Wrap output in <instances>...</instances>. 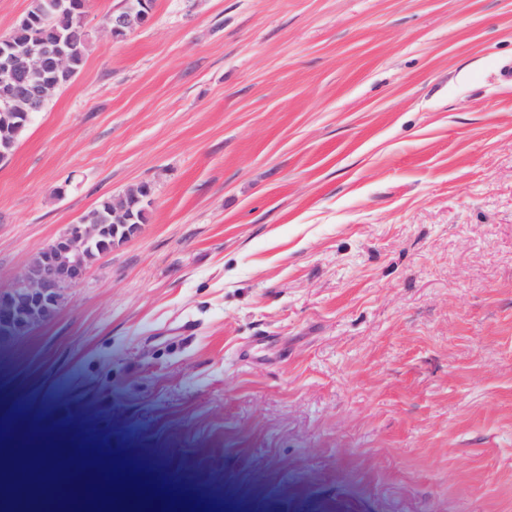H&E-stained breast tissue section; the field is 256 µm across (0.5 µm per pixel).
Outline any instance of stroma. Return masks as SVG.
<instances>
[{
    "mask_svg": "<svg viewBox=\"0 0 512 512\" xmlns=\"http://www.w3.org/2000/svg\"><path fill=\"white\" fill-rule=\"evenodd\" d=\"M0 164V290L147 224L0 350L20 434L241 512H512V0H154ZM140 186H142V189H143L144 192L147 191L143 187V184H140V182H139V183L133 185L132 187H130L131 191L114 196V198H113V206H114V210H115L116 214L122 215V214L126 213V211L128 209V201L130 199H134V201H135L133 203L132 207L136 203H139V202H142V201H144L145 203H150L152 205L153 198H152L151 192H149V191L147 192V197H148L147 198L142 193V190H141Z\"/></svg>",
    "mask_w": 512,
    "mask_h": 512,
    "instance_id": "obj_1",
    "label": "stroma"
}]
</instances>
